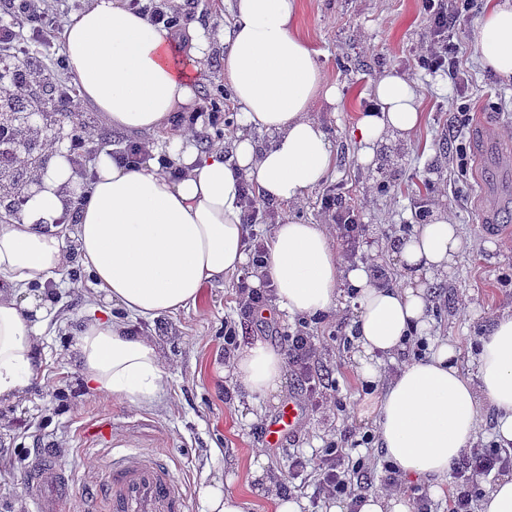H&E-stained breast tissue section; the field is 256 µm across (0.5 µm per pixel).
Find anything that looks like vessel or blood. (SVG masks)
<instances>
[{"instance_id": "vessel-or-blood-1", "label": "vessel or blood", "mask_w": 512, "mask_h": 512, "mask_svg": "<svg viewBox=\"0 0 512 512\" xmlns=\"http://www.w3.org/2000/svg\"><path fill=\"white\" fill-rule=\"evenodd\" d=\"M300 410L285 405L264 430L269 447H279L298 424ZM93 445L110 447L112 456L105 476L90 489L92 501L103 503L107 512H188V494L169 462L159 452L145 448H119L112 444V421L101 420L93 427ZM68 488L69 479L58 469L33 462L26 471V485L36 512H60L59 499L48 485Z\"/></svg>"}]
</instances>
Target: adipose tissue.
I'll return each mask as SVG.
<instances>
[{"instance_id": "adipose-tissue-1", "label": "adipose tissue", "mask_w": 512, "mask_h": 512, "mask_svg": "<svg viewBox=\"0 0 512 512\" xmlns=\"http://www.w3.org/2000/svg\"><path fill=\"white\" fill-rule=\"evenodd\" d=\"M298 0H233V23L199 31L190 54L174 37L120 0H89L64 32L63 51L83 99L112 125L132 133H167L166 145L133 167L99 154L97 177L75 226L59 223L75 188L67 151L54 148L32 195L0 224V400H16L44 374L40 358L45 309L34 285L79 261L97 291L132 317L154 319L196 304L203 288L233 275L250 287L273 284L275 303L291 316L322 317L351 300L356 370L378 390L373 414L378 448L406 486L365 494L357 512H413L410 489L445 495L452 462L473 448L484 409L495 415L502 447H512V310L479 336L470 362L448 340L384 377L381 360L403 352L428 327L427 285L468 247L447 215L418 225L395 252L405 279L376 283L367 267L345 262L326 225H272L261 267L250 268L248 230L240 218L243 183L276 203L296 202L334 166L331 143L314 104L335 106L330 82L295 21ZM483 68L512 79V0H495L472 30ZM224 46V85L240 130L231 151L196 147L171 134V118L194 97L199 65L213 41ZM373 104L351 129L358 159L370 163L386 136L406 139L421 114L415 89L387 73ZM28 290L19 299L17 289ZM71 350L98 394L132 405L163 391L157 342L116 317L89 318L72 332ZM285 357L265 340L239 344L230 378L247 399H269L284 382Z\"/></svg>"}]
</instances>
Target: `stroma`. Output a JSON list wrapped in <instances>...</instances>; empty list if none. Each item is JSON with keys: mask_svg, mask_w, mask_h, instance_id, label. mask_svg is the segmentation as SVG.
<instances>
[{"mask_svg": "<svg viewBox=\"0 0 512 512\" xmlns=\"http://www.w3.org/2000/svg\"><path fill=\"white\" fill-rule=\"evenodd\" d=\"M474 20L462 22L460 41L469 83L463 90L471 120L460 136L466 158L449 150L446 136L454 120L448 112L452 87L438 76L417 70L415 51L426 37L427 20L419 0H300V33L315 51L319 64L336 82L341 99L326 113L325 125L335 167L324 184L297 203L283 205V217L305 224L322 223L320 199L335 187L362 209L368 231L358 261L381 266L388 276L402 272L388 250L391 239L417 225L414 202L436 195L438 210L458 224L465 238L480 241L477 250L462 253L448 274L429 284V340L449 339L463 353L475 350L477 338L498 312L512 307V252H504L500 226H512V201L488 211L487 191L512 193V82L490 75L479 64L471 39ZM413 82L423 122L407 147L381 145L368 165L357 160L359 147L349 131L370 104L374 83L384 73ZM491 222H482L483 212ZM238 277L205 287L197 306L152 320L136 319L135 332L156 337L163 352L165 387L146 406L103 399L89 391L69 349V332L90 305L121 316L120 307L95 294L92 279L78 264L44 285L48 317L40 332L46 370L44 381L27 397L0 403V512H34L24 476L38 449L58 451L56 464L69 477L70 491L61 512H81L84 490L99 481L109 459L108 449L93 446L87 431L103 415L112 418V438L121 446L151 448L166 455L191 498L190 512H202L203 492L214 484L249 501L248 512H273L255 493L251 468L263 465L273 480H281L295 451L307 454L338 437L342 428L372 429L365 412V395L355 374L353 344H335L319 367L340 383L344 412L303 413L300 427L281 447H268L264 427L282 404L304 403L294 370H287L277 401L247 399L224 376L226 327L240 324ZM355 315L352 306L320 320L288 316L272 310V327L249 325L247 336H261L283 347L287 333L307 326L315 334L336 329L346 334Z\"/></svg>", "mask_w": 512, "mask_h": 512, "instance_id": "35a3bbf8", "label": "stroma"}]
</instances>
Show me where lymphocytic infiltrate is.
<instances>
[{
	"label": "lymphocytic infiltrate",
	"mask_w": 512,
	"mask_h": 512,
	"mask_svg": "<svg viewBox=\"0 0 512 512\" xmlns=\"http://www.w3.org/2000/svg\"><path fill=\"white\" fill-rule=\"evenodd\" d=\"M128 2L130 9L147 14L152 22L177 34L185 32L194 19V0H184L183 8L177 11L170 9L169 0ZM422 9L428 22V35L419 48L416 63L428 73L448 77L455 89L448 99V109L458 116H466L470 106L461 102L458 93L468 78L463 49L454 30L462 21L478 13L479 0H422ZM60 31L61 22L51 7V0H0V95L26 99L36 109L46 106L43 93L54 83L56 67L65 66L66 60L58 58L56 66H49L42 53L23 45L22 36L32 33L51 39ZM58 107L76 120L75 137L69 145L68 156L73 163H86L95 145V133L93 126L81 120L84 109L78 91H70ZM321 210L326 223L345 243V258L355 256L367 230L361 208L347 201L342 194L329 192L321 198ZM286 342L288 362L301 383L308 407L314 411L324 407L341 408L338 383H330L324 391L318 379L319 357L329 348L327 338L299 329L288 334ZM373 441L372 432L342 429L338 439L328 442L315 455L292 456L288 479L281 482V490H288L290 480L311 468L320 475L315 490L317 497L357 500L364 487L368 465L364 457H353L352 452L360 447H370ZM511 467L512 448L494 443L459 458L450 468L453 491L448 512H475L480 495L478 479Z\"/></svg>",
	"instance_id": "1"
}]
</instances>
